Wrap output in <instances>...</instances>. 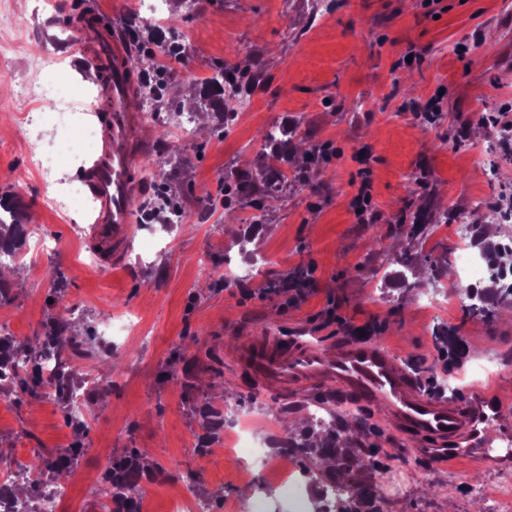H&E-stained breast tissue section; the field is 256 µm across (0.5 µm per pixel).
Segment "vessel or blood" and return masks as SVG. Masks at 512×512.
I'll return each instance as SVG.
<instances>
[{
	"mask_svg": "<svg viewBox=\"0 0 512 512\" xmlns=\"http://www.w3.org/2000/svg\"><path fill=\"white\" fill-rule=\"evenodd\" d=\"M70 53L91 66L101 88V152L80 176L99 203L94 238L107 256L127 247L143 193L138 172L146 149L138 138L137 75L129 63V39L117 30L86 27ZM229 360L248 381L277 393L329 391L381 406L394 426L419 440L425 457L467 455L489 466L512 461V430L501 429L493 440L487 435L503 411L493 396L474 390L446 398L426 391L378 344L348 336L320 347L292 335H266L237 344Z\"/></svg>",
	"mask_w": 512,
	"mask_h": 512,
	"instance_id": "b4317fda",
	"label": "vessel or blood"
}]
</instances>
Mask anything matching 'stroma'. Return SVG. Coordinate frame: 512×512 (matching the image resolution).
<instances>
[{
	"instance_id": "1",
	"label": "stroma",
	"mask_w": 512,
	"mask_h": 512,
	"mask_svg": "<svg viewBox=\"0 0 512 512\" xmlns=\"http://www.w3.org/2000/svg\"><path fill=\"white\" fill-rule=\"evenodd\" d=\"M143 0H0V195H18L36 213L46 245L28 240L20 261L21 280H7L9 303L0 305V327L17 338L42 332L56 317L84 336L110 317L127 318L130 331L112 342L96 339L87 359L74 362L75 378L111 370L112 387L84 410L87 428L76 432L53 399H18L0 389V442L12 455L28 449L61 450L82 443L85 454L73 470L62 512H96L101 474L110 459L137 448L158 466L161 477L146 483L151 512H172L187 489L220 494L218 512H292L278 485L296 458L278 471L250 473L239 464L224 433L205 454L193 451L200 427L192 408L203 396L223 397L224 424L250 418L254 436L280 450L291 418L318 407L335 411L321 397L291 399L258 385L244 386L225 355L258 331L288 330L312 344H329L346 326L375 319L384 324L377 344L404 363L431 390L460 395L482 389L512 411V320H487L451 306L434 292L429 267H421L419 288H402L393 263L412 249L438 257L442 247L460 250L462 240L443 210L474 217L512 236V165L486 179L479 164L485 144L499 136L482 124L485 107L512 98V0H339L316 17L317 0H166L157 16L144 14ZM100 28L132 33V53L163 63L151 33L176 30L186 61L169 76L155 115L141 125L140 138L160 156L165 176L149 178L146 197L167 190L183 220L165 210L136 207L128 251L109 263L89 266L95 251L90 235L74 233L82 216L44 205L41 178L27 166L31 144L23 116L41 111L24 99L27 85L63 75L92 85L86 67L69 53V37L85 16ZM467 52H459V44ZM420 61L403 63L407 50ZM260 61L263 71L252 91V111L228 130L209 127L183 133L171 113L175 86L204 84L216 64ZM440 96L435 126L415 120L412 106ZM298 124L310 143L333 141L332 162L311 167L308 184L288 189L287 200L266 203V220L253 234L252 257L240 251L236 231L250 223L251 209L224 208V172L239 167L250 179L274 165L263 154L262 137L272 124ZM370 147L372 203L376 219L360 224L352 201L361 181L355 155ZM431 170L423 185L412 177ZM484 208H473V198ZM248 269L242 282L264 288L267 279L297 267H313L317 291L301 306L281 310L275 303L245 300L217 289L213 257ZM66 277L62 306L51 304L56 272ZM335 305L339 323L323 325L319 313ZM457 330L464 344L450 370L436 367L438 327ZM111 362H103L104 351ZM491 359L494 370L479 375L476 362ZM369 437L383 464L378 491L385 512H489L469 486L483 479L495 489L508 467L479 464L468 457L438 460L390 458L415 445L380 408L362 406ZM198 476L189 486L186 471ZM250 482L255 494L243 499Z\"/></svg>"
}]
</instances>
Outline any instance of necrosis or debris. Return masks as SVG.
Masks as SVG:
<instances>
[{
	"label": "necrosis or debris",
	"mask_w": 512,
	"mask_h": 512,
	"mask_svg": "<svg viewBox=\"0 0 512 512\" xmlns=\"http://www.w3.org/2000/svg\"><path fill=\"white\" fill-rule=\"evenodd\" d=\"M34 100L53 105L56 132L45 135L41 113H28L25 123L32 140L29 167L42 175L46 184L45 203L66 213L89 214L94 199L76 181H57V173L73 163H84L99 149L100 131L91 117L92 92L71 81L32 86Z\"/></svg>",
	"instance_id": "4bbe7bcc"
}]
</instances>
